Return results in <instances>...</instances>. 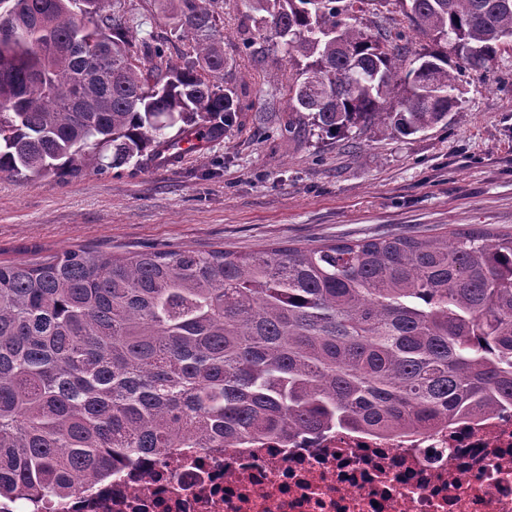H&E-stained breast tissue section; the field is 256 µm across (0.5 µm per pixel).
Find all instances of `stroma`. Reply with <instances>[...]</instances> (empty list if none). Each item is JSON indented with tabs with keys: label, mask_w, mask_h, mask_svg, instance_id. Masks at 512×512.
Wrapping results in <instances>:
<instances>
[{
	"label": "stroma",
	"mask_w": 512,
	"mask_h": 512,
	"mask_svg": "<svg viewBox=\"0 0 512 512\" xmlns=\"http://www.w3.org/2000/svg\"><path fill=\"white\" fill-rule=\"evenodd\" d=\"M138 39L187 46L171 34L175 0H120ZM240 110L223 137L178 161L26 181L0 174V261L75 246L116 256L152 247L242 253L455 228L512 231V51L462 81L447 123L409 136L365 123L350 135L291 134L292 65L277 43L244 48L245 0H215ZM361 25L414 56L431 48L398 0H365Z\"/></svg>",
	"instance_id": "obj_1"
}]
</instances>
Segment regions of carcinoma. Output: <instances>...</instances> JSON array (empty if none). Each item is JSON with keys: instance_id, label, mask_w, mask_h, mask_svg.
Returning <instances> with one entry per match:
<instances>
[{"instance_id": "1", "label": "carcinoma", "mask_w": 512, "mask_h": 512, "mask_svg": "<svg viewBox=\"0 0 512 512\" xmlns=\"http://www.w3.org/2000/svg\"><path fill=\"white\" fill-rule=\"evenodd\" d=\"M0 14V173L31 180L224 135L212 0H178L164 62L111 0H11ZM296 52L288 111L341 135L448 119L463 71L512 47V0H399L435 49L401 58L362 0H250ZM512 410V233L393 235L241 254L83 246L0 262V501L64 493L142 455L302 432L400 437Z\"/></svg>"}]
</instances>
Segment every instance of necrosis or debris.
<instances>
[{
  "instance_id": "1",
  "label": "necrosis or debris",
  "mask_w": 512,
  "mask_h": 512,
  "mask_svg": "<svg viewBox=\"0 0 512 512\" xmlns=\"http://www.w3.org/2000/svg\"><path fill=\"white\" fill-rule=\"evenodd\" d=\"M10 512H512V413L147 457Z\"/></svg>"
}]
</instances>
